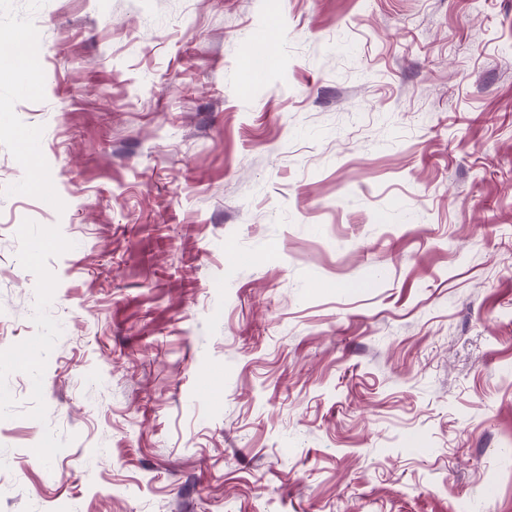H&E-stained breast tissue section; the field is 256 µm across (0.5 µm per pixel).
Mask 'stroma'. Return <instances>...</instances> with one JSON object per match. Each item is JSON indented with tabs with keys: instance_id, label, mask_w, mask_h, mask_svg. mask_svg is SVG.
Returning <instances> with one entry per match:
<instances>
[{
	"instance_id": "obj_1",
	"label": "stroma",
	"mask_w": 512,
	"mask_h": 512,
	"mask_svg": "<svg viewBox=\"0 0 512 512\" xmlns=\"http://www.w3.org/2000/svg\"><path fill=\"white\" fill-rule=\"evenodd\" d=\"M1 353L0 512H512V0H0Z\"/></svg>"
}]
</instances>
